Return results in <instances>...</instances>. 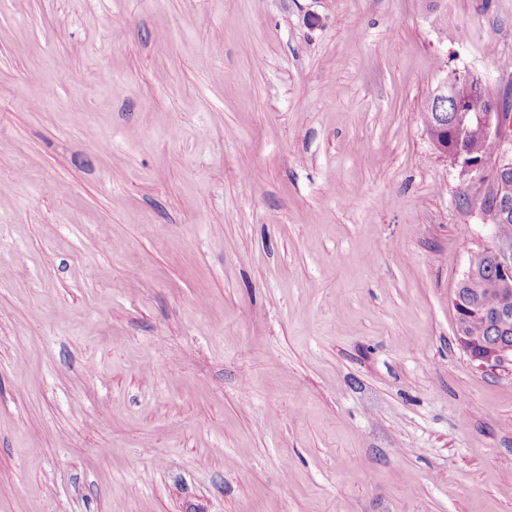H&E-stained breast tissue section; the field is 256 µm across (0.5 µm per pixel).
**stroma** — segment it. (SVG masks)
Here are the masks:
<instances>
[{"label":"stroma","mask_w":512,"mask_h":512,"mask_svg":"<svg viewBox=\"0 0 512 512\" xmlns=\"http://www.w3.org/2000/svg\"><path fill=\"white\" fill-rule=\"evenodd\" d=\"M451 67L512 0H0V512H512Z\"/></svg>","instance_id":"obj_1"}]
</instances>
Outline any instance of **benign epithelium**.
Segmentation results:
<instances>
[{
	"label": "benign epithelium",
	"mask_w": 512,
	"mask_h": 512,
	"mask_svg": "<svg viewBox=\"0 0 512 512\" xmlns=\"http://www.w3.org/2000/svg\"><path fill=\"white\" fill-rule=\"evenodd\" d=\"M461 83L471 86L477 92L485 90L482 80L477 75L468 70L451 69L442 77L436 90V111L454 113V123L456 124L468 120L481 126L486 138L496 144V151H501L504 113L494 103L491 104L487 112H479L473 116L465 113L460 102L452 94L453 87ZM440 153L448 159L451 166L462 177L481 170L485 164V160L481 158L478 160L470 159L460 147L450 149L445 144ZM510 172H512V157H504L496 167L489 185V189L493 190V196L502 202L503 215L505 216L509 214V208L512 207V204L509 203V195L512 192L504 189L503 176ZM492 252L495 255L493 280L495 291L500 298V304L492 310H458L457 336L461 340V348L468 355L471 354L468 345L475 341V337L467 335V320L470 315L482 316L493 322L503 321L512 315V245L506 249L496 247L492 249ZM509 358H512V344L496 343L483 346L480 355L474 358V361L478 362L481 367L493 369Z\"/></svg>",
	"instance_id": "benign-epithelium-1"
}]
</instances>
